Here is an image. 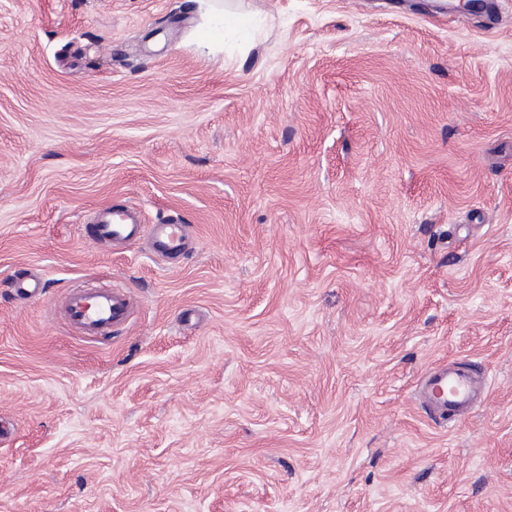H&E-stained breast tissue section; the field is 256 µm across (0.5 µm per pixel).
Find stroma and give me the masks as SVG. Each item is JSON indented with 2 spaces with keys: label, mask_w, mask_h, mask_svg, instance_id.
Masks as SVG:
<instances>
[{
  "label": "stroma",
  "mask_w": 512,
  "mask_h": 512,
  "mask_svg": "<svg viewBox=\"0 0 512 512\" xmlns=\"http://www.w3.org/2000/svg\"><path fill=\"white\" fill-rule=\"evenodd\" d=\"M500 3L0 0V512H512ZM124 204L192 251L83 236ZM150 240L153 249L163 255H180L188 245L186 224L167 221L161 224H150ZM133 300L123 288L71 292L65 302L68 326L90 335L112 333L124 326L133 313ZM486 385V376L481 377L475 370L448 371V367H436L425 377L423 397L439 419L450 421V414L476 407Z\"/></svg>",
  "instance_id": "1"
}]
</instances>
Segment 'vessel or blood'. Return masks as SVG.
<instances>
[{"label":"vessel or blood","mask_w":512,"mask_h":512,"mask_svg":"<svg viewBox=\"0 0 512 512\" xmlns=\"http://www.w3.org/2000/svg\"><path fill=\"white\" fill-rule=\"evenodd\" d=\"M86 233L97 242L119 247L149 235L153 249L163 255L182 254L188 245L185 225L168 221L144 226L136 211L122 207L99 209ZM133 313V300L122 288L71 292L65 302L64 319L68 326L90 335L112 333L124 326ZM487 385L486 377L474 370L432 369L424 380V400L444 421L476 407Z\"/></svg>","instance_id":"b4317fda"}]
</instances>
